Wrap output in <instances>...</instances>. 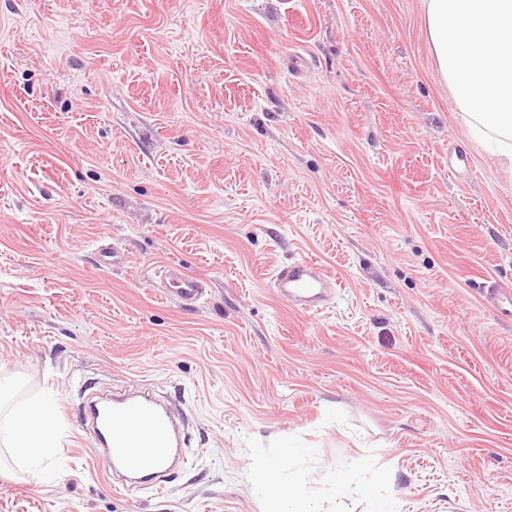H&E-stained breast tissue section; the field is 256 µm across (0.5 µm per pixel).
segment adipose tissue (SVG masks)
I'll use <instances>...</instances> for the list:
<instances>
[{"label": "adipose tissue", "mask_w": 512, "mask_h": 512, "mask_svg": "<svg viewBox=\"0 0 512 512\" xmlns=\"http://www.w3.org/2000/svg\"><path fill=\"white\" fill-rule=\"evenodd\" d=\"M440 77L450 86L474 138L493 144L512 169V0H423ZM53 408L32 402L0 423V445L24 461L48 459L57 448ZM297 448L286 446L262 465L258 483L272 512H315L305 485L287 479Z\"/></svg>", "instance_id": "obj_1"}]
</instances>
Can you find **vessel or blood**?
I'll return each instance as SVG.
<instances>
[{
    "mask_svg": "<svg viewBox=\"0 0 512 512\" xmlns=\"http://www.w3.org/2000/svg\"><path fill=\"white\" fill-rule=\"evenodd\" d=\"M166 297L183 305L196 304L206 291L203 281L167 267ZM279 296L295 310L320 312L338 286L336 277L322 264L307 258L279 267L273 277ZM83 422L99 453L130 476V487L160 486L169 477L171 457L181 445L180 431L167 404L153 392L89 395L83 403ZM151 459L150 471H143V459Z\"/></svg>",
    "mask_w": 512,
    "mask_h": 512,
    "instance_id": "1",
    "label": "vessel or blood"
}]
</instances>
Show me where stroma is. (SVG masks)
Returning <instances> with one entry per match:
<instances>
[{"mask_svg": "<svg viewBox=\"0 0 512 512\" xmlns=\"http://www.w3.org/2000/svg\"><path fill=\"white\" fill-rule=\"evenodd\" d=\"M471 158L448 172V144ZM116 256L102 265L100 250ZM308 258L319 313L271 286ZM173 264L206 284L166 298ZM512 169L473 141L422 0H0V512H266L259 456L316 512H512ZM153 384L189 423L164 491H115L83 392ZM273 288L287 298L297 311L318 313L336 292V277L322 264L302 258L280 266L273 277ZM490 294L493 306L498 317L512 320V286H497ZM53 408L45 402H32L19 408L0 423V444L24 461L41 462L56 450L52 434Z\"/></svg>", "mask_w": 512, "mask_h": 512, "instance_id": "stroma-1", "label": "stroma"}]
</instances>
